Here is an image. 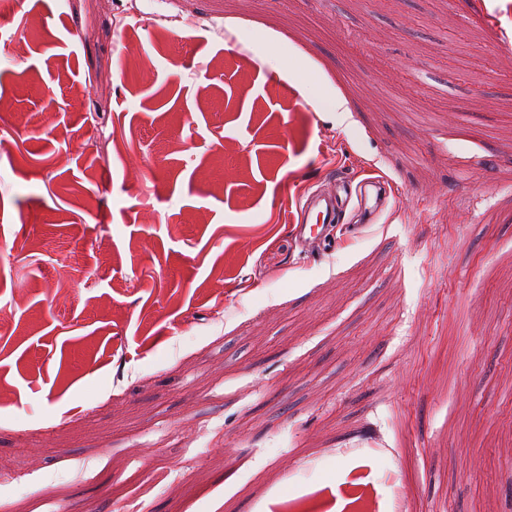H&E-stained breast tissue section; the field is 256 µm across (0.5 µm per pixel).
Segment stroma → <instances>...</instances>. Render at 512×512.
Instances as JSON below:
<instances>
[{
	"label": "stroma",
	"mask_w": 512,
	"mask_h": 512,
	"mask_svg": "<svg viewBox=\"0 0 512 512\" xmlns=\"http://www.w3.org/2000/svg\"><path fill=\"white\" fill-rule=\"evenodd\" d=\"M0 316V512H512V0H13ZM345 182L336 179V193L315 191L306 195L299 205L297 229L302 241L308 244L325 243L330 224H335L339 209V191Z\"/></svg>",
	"instance_id": "stroma-1"
}]
</instances>
